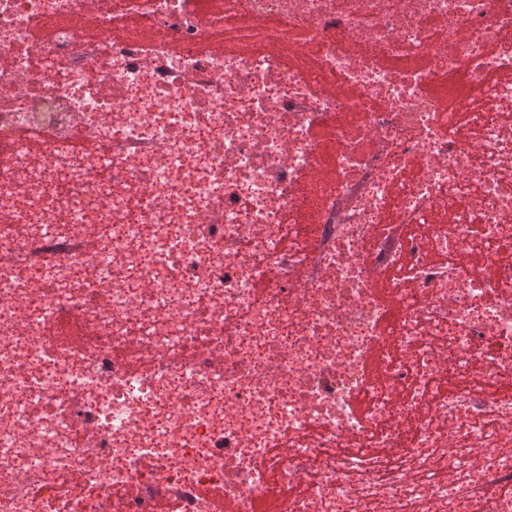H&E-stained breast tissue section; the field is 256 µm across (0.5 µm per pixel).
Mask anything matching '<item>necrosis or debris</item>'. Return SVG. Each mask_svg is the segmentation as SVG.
<instances>
[{"instance_id": "4bbe7bcc", "label": "necrosis or debris", "mask_w": 512, "mask_h": 512, "mask_svg": "<svg viewBox=\"0 0 512 512\" xmlns=\"http://www.w3.org/2000/svg\"><path fill=\"white\" fill-rule=\"evenodd\" d=\"M1 212L0 512H512V0H0Z\"/></svg>"}]
</instances>
